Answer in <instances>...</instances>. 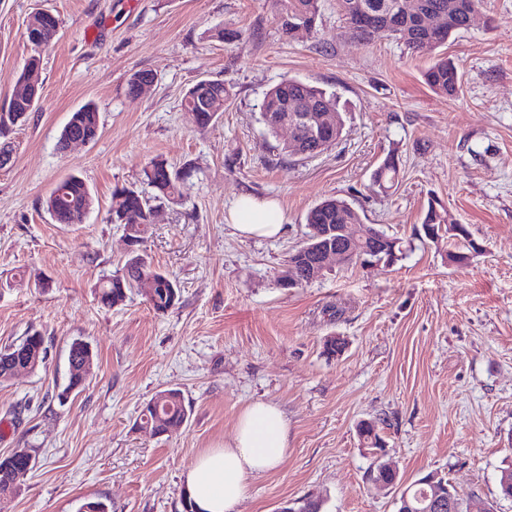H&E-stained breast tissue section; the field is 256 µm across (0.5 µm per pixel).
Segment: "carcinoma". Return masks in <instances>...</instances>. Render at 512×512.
<instances>
[{
    "label": "carcinoma",
    "instance_id": "1",
    "mask_svg": "<svg viewBox=\"0 0 512 512\" xmlns=\"http://www.w3.org/2000/svg\"><path fill=\"white\" fill-rule=\"evenodd\" d=\"M481 0H456V9L447 15L442 29H429L422 25L421 16L428 11H436L448 5V0H417L419 12L406 19V25L410 30L408 35H403L396 29H390L389 36L402 42L413 53L420 52L421 46H426V51L434 52L444 47L449 39L457 32L467 28V13L473 2ZM339 11L344 21H349L357 10L364 6L376 12L383 24H391L402 12L403 0H337ZM277 23L281 32L291 35L294 26L301 23L308 24L311 28L317 27L320 16V0H278ZM426 83L436 92L449 97L457 96L461 87V75L455 63L444 54L436 55L434 63L424 72ZM205 93L212 101H224L229 96L224 82L214 80L205 88L195 84L190 87L183 96L184 108L200 111L199 126L207 127L214 123L212 115L199 110L198 101L200 93ZM305 99H312L324 103L337 113L340 126H345L344 114L339 111L336 102V94L313 86L299 79H284L272 86L264 95L260 105V117L267 113H281L291 116L298 112L299 105ZM28 113V104L9 99L7 107L0 111V155L11 151L10 142L7 141L8 133L16 126L19 116ZM98 110L92 104H86L73 112L69 122L72 127H80L82 132L93 140L97 137ZM144 175L148 184L153 188L154 194L146 196L143 193L128 187L117 188L113 192L115 199L121 200L119 206L112 207V223L130 226L134 229L137 244H142L148 226L152 224L151 210L156 200H166L179 203L184 200L185 186L188 174L162 157H155L144 169ZM59 186L64 188V194L60 197V205L56 206L55 222L58 224H81L89 213L91 192L84 179L76 174H71L61 180ZM360 214L341 198H329L312 207L306 215V237L313 238L318 232H325L326 227L335 224H360ZM151 276L155 282L154 294L150 307L157 313H165L173 309L180 300L181 289L176 280L168 274L156 269L140 253V248L130 252L121 272L105 276L98 282L95 293L100 303L107 307H113L123 303L128 292L141 287L143 277ZM44 344V338L34 332L25 336L18 344H11L0 348V383L4 382L1 375L13 366L17 353L24 346L38 347ZM176 400L173 404L157 410L146 403L140 415L139 427L148 431L153 436H158L175 426L184 419L189 412L185 404L182 392L174 390ZM385 420L379 418L371 421L365 427L360 428L359 437L369 448H382L384 441L380 434Z\"/></svg>",
    "mask_w": 512,
    "mask_h": 512
}]
</instances>
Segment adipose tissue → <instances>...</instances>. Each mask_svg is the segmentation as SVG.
I'll list each match as a JSON object with an SVG mask.
<instances>
[{
  "label": "adipose tissue",
  "instance_id": "ef3b65f1",
  "mask_svg": "<svg viewBox=\"0 0 512 512\" xmlns=\"http://www.w3.org/2000/svg\"><path fill=\"white\" fill-rule=\"evenodd\" d=\"M229 221L245 238H272L284 229L277 202L243 197L229 211ZM288 454V421L278 405L248 404L238 416L233 436L199 455L185 474L186 492L198 512H239L251 477L276 469Z\"/></svg>",
  "mask_w": 512,
  "mask_h": 512
}]
</instances>
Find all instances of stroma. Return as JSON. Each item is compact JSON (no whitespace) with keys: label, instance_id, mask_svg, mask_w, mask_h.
I'll list each match as a JSON object with an SVG mask.
<instances>
[{"label":"stroma","instance_id":"1","mask_svg":"<svg viewBox=\"0 0 512 512\" xmlns=\"http://www.w3.org/2000/svg\"><path fill=\"white\" fill-rule=\"evenodd\" d=\"M276 0H0V107L33 48L26 22L47 9L60 37L42 54L41 93L9 137L0 168V347L37 331L46 361L0 383V458L35 459L0 512H184V475L232 435L241 410L278 403L289 449L250 479L241 512H276L308 496L323 512H396L397 489L380 491L357 425L384 419L386 458L404 484L434 472L463 505L512 512L499 494L512 464V0H482L446 53L460 92H434L413 54L385 33L345 34L336 0H321L316 31L288 38ZM239 30L225 43L220 27ZM157 79L140 95L132 73ZM297 78L333 92L345 112L335 146L284 156L287 132L260 120L266 91ZM224 81L231 97L217 122L199 127L181 105L193 84ZM99 112L97 138L60 150L70 115ZM394 156V185L373 184ZM156 156L190 171L188 198L160 201L141 252L176 279L181 298L155 313L140 292L103 306L95 287L129 252L112 221V194L152 195L143 169ZM78 174L93 196L81 224H58L44 202ZM276 200L286 221L275 239L237 235L226 216L239 197ZM329 197L398 239L391 265L340 263L300 288L277 276L305 240L306 215ZM466 225L484 251L449 262L457 240L416 235L428 206ZM338 309L330 317L328 308ZM345 349L327 357L330 337ZM94 357L83 391L67 401L73 340ZM191 408L177 432L153 437L137 422L165 389Z\"/></svg>","mask_w":512,"mask_h":512}]
</instances>
